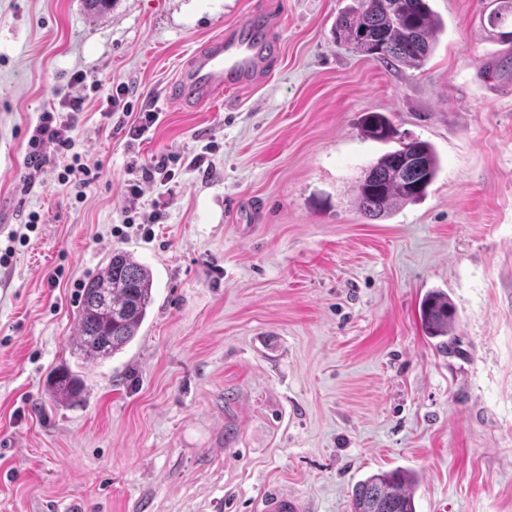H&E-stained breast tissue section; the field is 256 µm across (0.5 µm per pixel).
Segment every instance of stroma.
Wrapping results in <instances>:
<instances>
[{"label":"stroma","instance_id":"35a3bbf8","mask_svg":"<svg viewBox=\"0 0 512 512\" xmlns=\"http://www.w3.org/2000/svg\"><path fill=\"white\" fill-rule=\"evenodd\" d=\"M267 1L279 47L258 86L176 105L196 47ZM350 3L113 0L91 17L83 0H0V512H260L280 488L351 512L358 481L397 467L418 477L416 512H512L505 47L489 0H430L433 53L390 67L337 43ZM111 95L158 112L137 144ZM76 96L70 134L99 178L77 197L58 163L21 191L39 113ZM371 112L393 139L362 132ZM413 139L440 159L426 197L364 218V168ZM161 154L175 179L129 208L131 162ZM116 249L152 269L154 302L125 351L84 364L80 292ZM433 289L456 307V352L423 330ZM62 365L85 390L58 403Z\"/></svg>","mask_w":512,"mask_h":512}]
</instances>
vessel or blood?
<instances>
[{"mask_svg": "<svg viewBox=\"0 0 512 512\" xmlns=\"http://www.w3.org/2000/svg\"><path fill=\"white\" fill-rule=\"evenodd\" d=\"M274 16L227 28L205 41L190 56L171 95L193 107L222 98L256 78L270 51ZM262 512H308L304 499L292 491H275L263 502Z\"/></svg>", "mask_w": 512, "mask_h": 512, "instance_id": "obj_1", "label": "vessel or blood"}]
</instances>
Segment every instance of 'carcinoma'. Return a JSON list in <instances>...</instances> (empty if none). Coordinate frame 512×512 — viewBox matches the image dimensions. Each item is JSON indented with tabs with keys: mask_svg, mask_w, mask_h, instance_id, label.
Instances as JSON below:
<instances>
[{
	"mask_svg": "<svg viewBox=\"0 0 512 512\" xmlns=\"http://www.w3.org/2000/svg\"><path fill=\"white\" fill-rule=\"evenodd\" d=\"M487 24L498 41L512 44V0H493ZM443 23L429 0H353L336 18V41L387 66L420 68L435 48ZM365 134L379 141L394 136L389 119L370 113ZM440 169L433 146L420 140L402 143L364 170L355 187L358 212L367 219L391 215L421 201ZM152 270L126 250L112 252L107 265L83 287L74 345L85 363L105 362L124 351L138 336L153 304ZM420 316L428 338L440 347L452 341L455 307L448 294L432 290L422 299ZM83 380L66 366L53 380L51 397L74 400ZM415 473L397 468L374 473L352 490V512H416Z\"/></svg>",
	"mask_w": 512,
	"mask_h": 512,
	"instance_id": "cac0c4a2",
	"label": "carcinoma"
}]
</instances>
